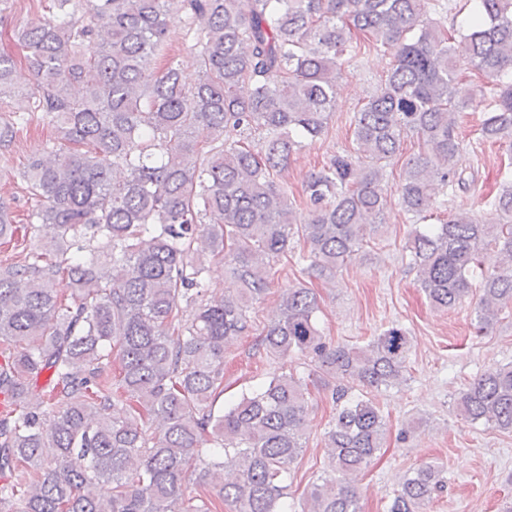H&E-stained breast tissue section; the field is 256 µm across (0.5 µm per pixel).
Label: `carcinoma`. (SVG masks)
<instances>
[{
    "mask_svg": "<svg viewBox=\"0 0 512 512\" xmlns=\"http://www.w3.org/2000/svg\"><path fill=\"white\" fill-rule=\"evenodd\" d=\"M49 2L53 18L14 33L39 87L23 111L43 113L58 144L24 171L33 221L0 212V244L25 253L0 261V393L15 398L0 415V512H361L358 476L387 426L373 393L406 381L407 331L335 345L313 289L283 291L260 346L273 358L312 354L336 403L327 468L299 511L288 476L305 448L306 384L285 372L216 413L224 351L249 335L251 307L291 240L333 280L384 223L391 193L425 219L444 188L466 184L463 70L494 91L481 138L512 152V0H477L457 38L431 18L429 0H83L79 18L78 0ZM183 18L199 27L192 88L172 62L146 76ZM362 37L395 57L353 116L355 154L305 181V218L278 176L324 133L342 58ZM14 68L1 52L0 100L16 95ZM229 129L239 139L227 140ZM410 133L419 151L393 189L384 170ZM14 137V119H0V149ZM502 177L487 216L446 211L407 246L429 305L469 299L486 330L512 308V162ZM488 249L499 261L485 273ZM206 255L224 258L237 281L225 299H205ZM60 276L68 298L54 288ZM184 306L194 309L186 322ZM456 407L512 433V365L487 368ZM44 448L56 449L54 465ZM446 484L440 466L424 464L388 512H426Z\"/></svg>",
    "mask_w": 512,
    "mask_h": 512,
    "instance_id": "1",
    "label": "carcinoma"
}]
</instances>
